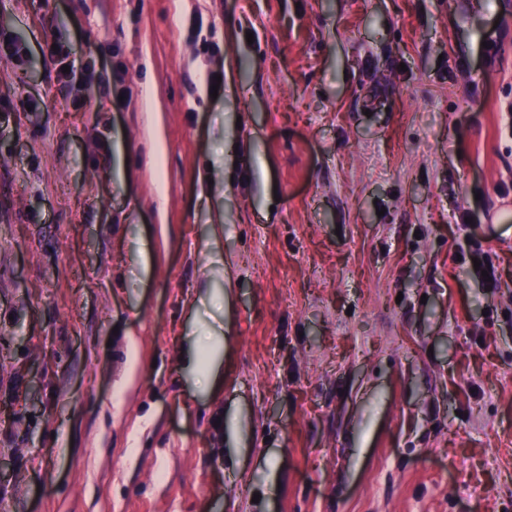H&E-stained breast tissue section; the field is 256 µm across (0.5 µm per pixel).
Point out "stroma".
<instances>
[{
    "instance_id": "35a3bbf8",
    "label": "stroma",
    "mask_w": 512,
    "mask_h": 512,
    "mask_svg": "<svg viewBox=\"0 0 512 512\" xmlns=\"http://www.w3.org/2000/svg\"><path fill=\"white\" fill-rule=\"evenodd\" d=\"M0 31V512H512V0ZM52 44L57 45V50L53 51ZM47 53L49 56L54 57L60 64V71L63 77L71 78L76 74V62L82 71H89L93 69L95 66V60L92 57H85L80 60H76L72 57L71 51L68 47H66L63 43L59 41H54L47 46ZM68 65L70 66L69 73H63L62 66Z\"/></svg>"
}]
</instances>
